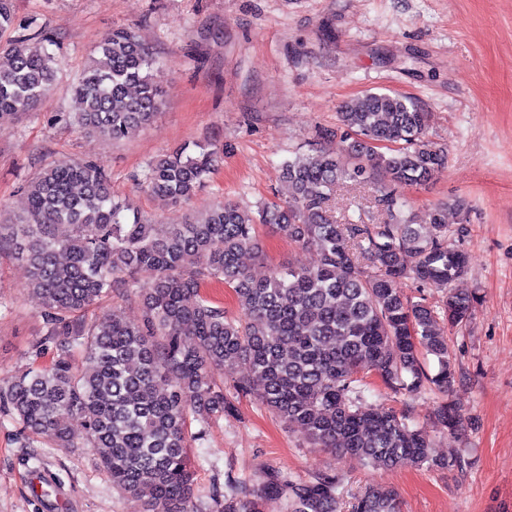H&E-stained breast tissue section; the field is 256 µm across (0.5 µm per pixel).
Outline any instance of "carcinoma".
Segmentation results:
<instances>
[{
    "mask_svg": "<svg viewBox=\"0 0 512 512\" xmlns=\"http://www.w3.org/2000/svg\"><path fill=\"white\" fill-rule=\"evenodd\" d=\"M155 64L136 31L112 30L71 87L81 131L115 141L150 124L163 105ZM56 74L44 45L18 37L0 55V112L45 105ZM339 118L351 166H340L334 149L295 155L283 164L288 200L255 216L220 202L182 224L130 221L96 163L42 168L25 189L23 213L0 222V251L26 263V290L47 327L35 357L46 347L54 356L0 383V419L60 450L75 447L70 423L80 419L112 486L144 500V512L157 502L166 512H203L189 448L232 408L214 371L245 365L257 380L238 381V392L303 429L315 447L366 466L466 469L462 455H431L409 411L376 403L383 388L413 392L455 378L441 323L453 328L469 317L472 297L448 288L466 273L467 256L448 244L446 209L428 212V237L398 193L429 182L447 153L425 140L428 112L404 95L366 93L344 103ZM223 156L222 146L179 147L148 163L141 186L161 203L186 204ZM367 184L384 221L337 222L336 189ZM61 224L68 234L57 233ZM258 224L315 250L318 264L251 278L240 258L258 248ZM402 279L418 284V297L401 291ZM209 280L233 288L243 318L228 317L203 292ZM426 288L447 289L442 312ZM132 296L140 324L115 314L72 320L105 298ZM428 355L438 363L433 376L422 365ZM436 418L450 431L460 421L449 403ZM280 494L285 512H339L342 481L268 468L252 488L227 482L224 495L212 496L213 512H261L264 498ZM350 512H396V494L368 486Z\"/></svg>",
    "mask_w": 512,
    "mask_h": 512,
    "instance_id": "1",
    "label": "carcinoma"
}]
</instances>
